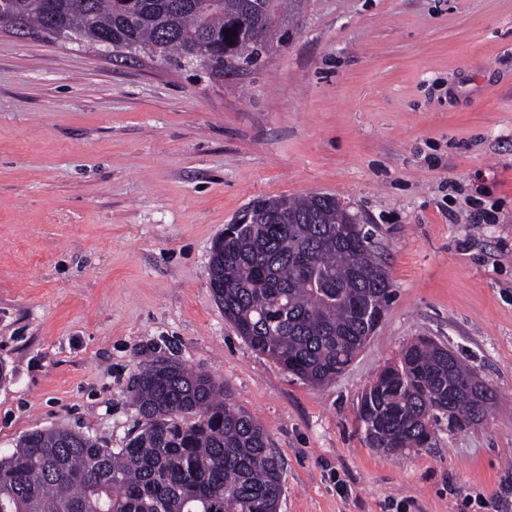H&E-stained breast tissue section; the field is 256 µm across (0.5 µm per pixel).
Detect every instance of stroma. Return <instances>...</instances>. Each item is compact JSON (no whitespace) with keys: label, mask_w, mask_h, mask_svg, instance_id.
Masks as SVG:
<instances>
[{"label":"stroma","mask_w":512,"mask_h":512,"mask_svg":"<svg viewBox=\"0 0 512 512\" xmlns=\"http://www.w3.org/2000/svg\"><path fill=\"white\" fill-rule=\"evenodd\" d=\"M377 227L375 332L314 388L215 301V240L259 199ZM500 402L389 454L365 389L418 337ZM209 372L267 430L279 512H512V0H309L281 50L216 76L0 27V454L64 426L122 447L141 362Z\"/></svg>","instance_id":"35a3bbf8"}]
</instances>
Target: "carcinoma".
Here are the masks:
<instances>
[{
  "label": "carcinoma",
  "instance_id": "cac0c4a2",
  "mask_svg": "<svg viewBox=\"0 0 512 512\" xmlns=\"http://www.w3.org/2000/svg\"><path fill=\"white\" fill-rule=\"evenodd\" d=\"M0 0V26L24 34L51 21L74 41L109 40L194 61L215 74L293 36L305 0ZM262 30L261 45L245 29ZM232 42H226V30ZM348 205L283 198L278 223L263 207L219 239L208 268L224 317L259 353L319 387L336 379L373 333L391 282L374 233ZM448 347L420 337L365 390L359 420L385 452L429 448L439 416L480 423L493 387ZM133 397L140 431L107 448L65 427L24 434L0 455V512H278L283 465L258 420L224 383L180 363L140 366Z\"/></svg>",
  "mask_w": 512,
  "mask_h": 512
}]
</instances>
